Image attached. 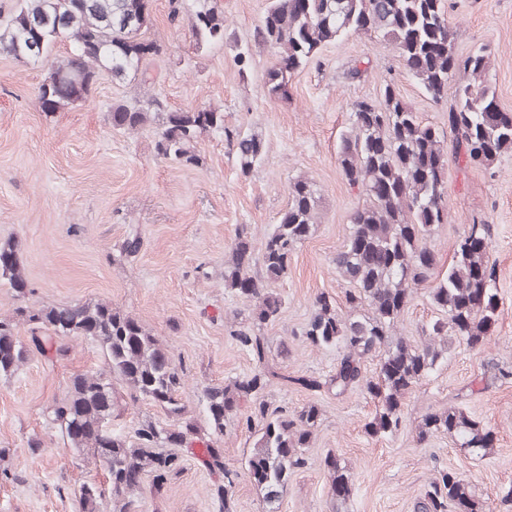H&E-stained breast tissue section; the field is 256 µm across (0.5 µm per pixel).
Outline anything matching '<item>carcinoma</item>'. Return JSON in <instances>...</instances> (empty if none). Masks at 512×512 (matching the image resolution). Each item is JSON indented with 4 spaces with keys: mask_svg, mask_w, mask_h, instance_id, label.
I'll use <instances>...</instances> for the list:
<instances>
[{
    "mask_svg": "<svg viewBox=\"0 0 512 512\" xmlns=\"http://www.w3.org/2000/svg\"><path fill=\"white\" fill-rule=\"evenodd\" d=\"M169 17L173 22L186 19L200 48L233 46L239 73L250 69L251 48L234 42L217 0H170ZM34 23L43 24V29L33 54L26 28ZM151 24L149 0H19L17 9L0 23V55L47 65L37 99L42 111L56 112L86 100L102 75L122 79L141 72L149 60L162 55L164 45L146 36ZM350 34H377L388 41L435 103L448 97V82L457 79L455 102L448 111L456 156L490 168L502 154L512 152V128L503 122L496 88L486 79L490 52L479 48L465 56L456 53L445 0H303L301 7L294 0H270L252 35L254 45L270 49L274 56L266 72L267 97H288L294 75L325 46ZM61 42L69 43L70 51L51 57ZM162 111L163 100L148 94L137 108L113 106L112 125L136 131L145 126L150 113ZM351 117L337 161L348 185L365 196V203L353 212L347 242L335 257L336 268L353 285L346 293L349 315L342 316L331 300L320 295L303 331L310 345L339 350L336 369L327 377H292L268 362L270 347L265 337L249 327L233 331L262 368L247 378L205 388L210 430V438L205 439L193 422L184 419V406L177 396L182 381L178 368L137 320L102 302L17 309L19 320L29 326L30 343L19 346L13 364L0 362V375L13 373L33 351L43 352L53 344L56 356H66L59 340L69 336L91 337L105 357L111 377L88 372L75 377L66 396L51 409L50 419L71 447L111 464L113 505L138 488L123 480L126 473L152 476L159 490L180 470L178 455L167 451L164 426L144 422L133 430L130 440L110 431L102 437L92 432L112 420L125 396L161 408L168 424L184 436V447L202 442L203 466L224 477V453L213 447V437L223 435L224 425L241 403L274 383L337 396L360 389L378 403L365 432L385 437L398 430L406 395L447 359L448 341L471 352L485 351L498 309L496 269L490 259L493 225L472 221L454 249L446 274H436V254L424 239L435 227L448 223V155L442 141L389 83L382 100H355ZM206 130L224 133L229 153L244 173L265 153L258 137L225 127L224 113L193 108L166 113L157 153L185 169L195 168L200 158L193 143ZM315 205L313 186L297 178L289 184L287 207L260 249L253 246L246 225L237 229L224 265V287L244 302H258L255 314L261 322L273 321L281 313V299L268 287L287 272L291 254L309 237ZM5 255L10 262L0 265V283L18 293L29 287V280L17 247L1 243L0 258ZM430 280L435 282L430 300L444 318L425 325L418 343L392 337L414 286ZM373 358L376 372L370 375L367 362ZM114 378L126 387V394L116 391ZM254 410L264 424L253 434L247 468L264 501L272 506L287 487L290 472L303 463L319 409L307 404L271 411L261 401ZM445 432L482 457L493 450L491 430L479 427L455 407L427 414L417 438L424 443ZM326 467L336 498L349 497L352 477L341 459L328 456ZM102 495L94 485L84 487V512H99ZM215 496L224 512H234L232 484L215 485ZM458 502L466 503L469 512H480L468 484L450 470L442 483H430L418 509L447 512L449 505Z\"/></svg>",
    "mask_w": 512,
    "mask_h": 512,
    "instance_id": "carcinoma-1",
    "label": "carcinoma"
}]
</instances>
